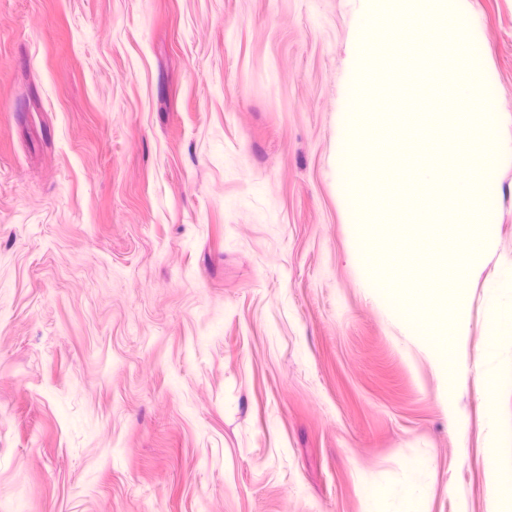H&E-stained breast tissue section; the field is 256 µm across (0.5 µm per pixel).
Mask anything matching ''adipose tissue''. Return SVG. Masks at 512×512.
I'll list each match as a JSON object with an SVG mask.
<instances>
[{
	"label": "adipose tissue",
	"instance_id": "obj_1",
	"mask_svg": "<svg viewBox=\"0 0 512 512\" xmlns=\"http://www.w3.org/2000/svg\"><path fill=\"white\" fill-rule=\"evenodd\" d=\"M408 0H369V6L359 16V31L373 28L382 19H390L398 39L409 45L411 53L408 63L413 69H421L422 51L426 48H447L456 44L459 48L458 62L469 66L472 39L468 20L463 12L456 11L434 18L424 11H413L407 7ZM365 101V91L359 77H352L346 87L339 124L341 147L336 155V172L340 193L349 210H359L365 192L363 172L354 163L350 145L360 132L359 118ZM491 449L499 462L491 467L487 475L488 512H503L505 490H512V423L502 422L491 428Z\"/></svg>",
	"mask_w": 512,
	"mask_h": 512
}]
</instances>
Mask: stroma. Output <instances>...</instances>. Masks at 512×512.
<instances>
[{"instance_id": "35a3bbf8", "label": "stroma", "mask_w": 512, "mask_h": 512, "mask_svg": "<svg viewBox=\"0 0 512 512\" xmlns=\"http://www.w3.org/2000/svg\"><path fill=\"white\" fill-rule=\"evenodd\" d=\"M366 0H0V512H363L364 475L427 512H487L488 426L512 415L469 374L456 402L384 321L349 257L336 187L353 71L365 120L404 104L492 132L496 250L462 277L470 363L495 332L484 289L512 258V0L466 10L443 112ZM370 188L400 161L362 134Z\"/></svg>"}]
</instances>
